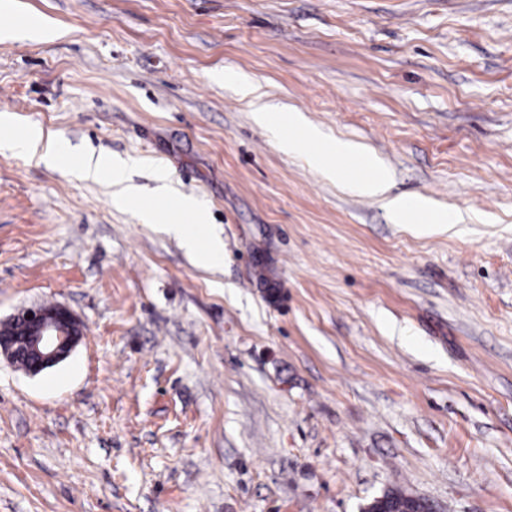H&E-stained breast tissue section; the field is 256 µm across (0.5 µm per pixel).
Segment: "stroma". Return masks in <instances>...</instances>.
<instances>
[{
    "label": "stroma",
    "instance_id": "obj_1",
    "mask_svg": "<svg viewBox=\"0 0 512 512\" xmlns=\"http://www.w3.org/2000/svg\"><path fill=\"white\" fill-rule=\"evenodd\" d=\"M49 42L0 40V323L60 303L71 356L0 357V512H512V0H12ZM353 141L425 233L255 123ZM129 163L135 202L83 180ZM165 171L224 242L164 226ZM6 148L28 157H37L40 161L53 162L58 157L56 144L50 137H45L42 128L29 127L19 139L5 143ZM75 172L79 178L105 182L115 187L113 196L120 201L129 203L135 199L134 187L125 184L129 179L127 163L124 161L114 163L111 157H95L94 154H87L81 159ZM179 209L192 217L197 231L190 232L185 224H167L165 231L179 238L198 263L203 266H215L224 261V246L220 237L207 231L209 217L206 210L192 197L183 196L176 200ZM385 204L389 207L393 220L398 224H407L413 215L424 216L425 220L419 221L418 224H434L448 230L457 223L455 216L449 215L448 212L430 210L426 202L420 198L398 196L386 199ZM383 507L385 511L377 512H428L425 502L409 497L405 492L395 489L385 492L383 495Z\"/></svg>",
    "mask_w": 512,
    "mask_h": 512
}]
</instances>
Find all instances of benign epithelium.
<instances>
[{
    "label": "benign epithelium",
    "instance_id": "obj_1",
    "mask_svg": "<svg viewBox=\"0 0 512 512\" xmlns=\"http://www.w3.org/2000/svg\"><path fill=\"white\" fill-rule=\"evenodd\" d=\"M12 322L17 328L12 335L0 337V356L10 362L25 360L31 375L66 360L81 340V321L58 303L22 307Z\"/></svg>",
    "mask_w": 512,
    "mask_h": 512
}]
</instances>
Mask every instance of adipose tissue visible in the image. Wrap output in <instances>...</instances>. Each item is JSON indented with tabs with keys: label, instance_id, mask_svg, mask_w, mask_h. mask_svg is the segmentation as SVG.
I'll use <instances>...</instances> for the list:
<instances>
[{
	"label": "adipose tissue",
	"instance_id": "1",
	"mask_svg": "<svg viewBox=\"0 0 512 512\" xmlns=\"http://www.w3.org/2000/svg\"><path fill=\"white\" fill-rule=\"evenodd\" d=\"M288 126L292 128V135L282 136L279 140L281 148L288 152H296L306 144L321 143V150L310 154L312 165L320 168L329 178L337 182H344L345 170L340 162L344 159L359 157L361 151L356 144L348 141L324 140L321 132L305 124L300 113L292 112L288 115ZM75 172L79 178L97 182H104L115 189L116 199L129 203L135 198L132 186L127 183V164L123 161H112L111 158L85 155ZM179 209L189 214L196 226L195 231H188L185 225H166L167 233L179 238L198 263L203 266H214L224 260V246L220 237L207 231L209 217L206 210L194 199L184 196L178 199Z\"/></svg>",
	"mask_w": 512,
	"mask_h": 512
}]
</instances>
